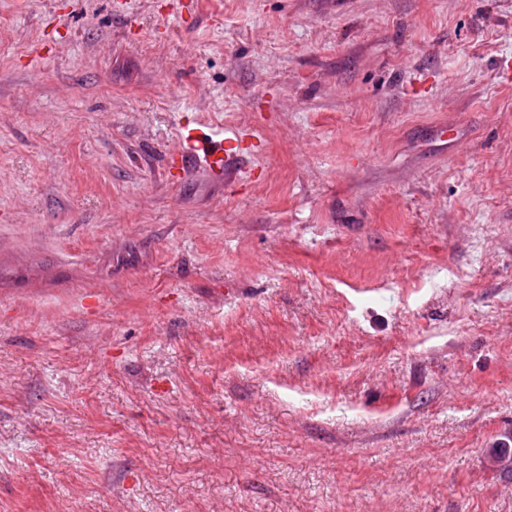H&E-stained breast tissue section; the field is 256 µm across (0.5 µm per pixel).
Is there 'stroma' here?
Returning a JSON list of instances; mask_svg holds the SVG:
<instances>
[{
  "mask_svg": "<svg viewBox=\"0 0 512 512\" xmlns=\"http://www.w3.org/2000/svg\"><path fill=\"white\" fill-rule=\"evenodd\" d=\"M193 2L0 0V512H512V0ZM182 140L180 148L170 153L169 169L184 172L187 168L201 164L217 175L224 171L238 156L237 142L240 132L236 129L203 126Z\"/></svg>",
  "mask_w": 512,
  "mask_h": 512,
  "instance_id": "35a3bbf8",
  "label": "stroma"
}]
</instances>
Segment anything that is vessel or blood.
Returning a JSON list of instances; mask_svg holds the SVG:
<instances>
[{
	"instance_id": "vessel-or-blood-1",
	"label": "vessel or blood",
	"mask_w": 512,
	"mask_h": 512,
	"mask_svg": "<svg viewBox=\"0 0 512 512\" xmlns=\"http://www.w3.org/2000/svg\"><path fill=\"white\" fill-rule=\"evenodd\" d=\"M241 136L238 130L204 127L183 139L180 148L170 153L171 169L183 171L200 164L220 175L236 159Z\"/></svg>"
}]
</instances>
